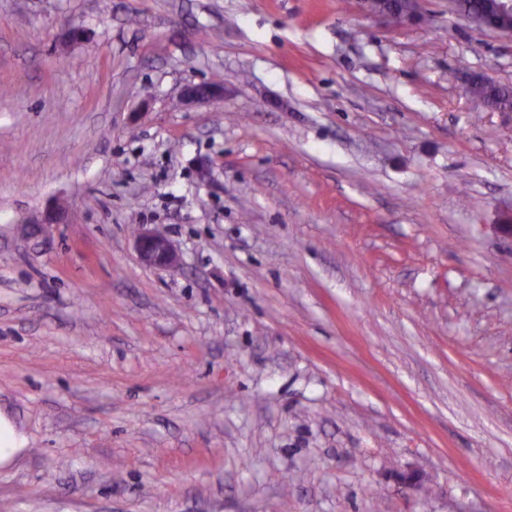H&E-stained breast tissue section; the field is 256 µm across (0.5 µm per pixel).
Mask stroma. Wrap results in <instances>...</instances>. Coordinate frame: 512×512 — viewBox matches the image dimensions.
<instances>
[{
	"instance_id": "1",
	"label": "stroma",
	"mask_w": 512,
	"mask_h": 512,
	"mask_svg": "<svg viewBox=\"0 0 512 512\" xmlns=\"http://www.w3.org/2000/svg\"><path fill=\"white\" fill-rule=\"evenodd\" d=\"M420 7L0 0L7 512H512V37ZM384 2L393 4L398 13L415 6V3L410 0H384ZM358 3L362 11L370 15L384 16L396 20L412 19L411 16H413V11L408 10L403 13L402 17H397V13L387 8L380 0H359ZM467 92L498 108L512 109V88L494 82H486L483 78H476ZM135 247L140 261L147 266L165 269L179 264V255L172 243L159 232L139 230ZM21 444L22 438L16 434L11 423L6 418H0V457L11 456L16 448H21Z\"/></svg>"
}]
</instances>
